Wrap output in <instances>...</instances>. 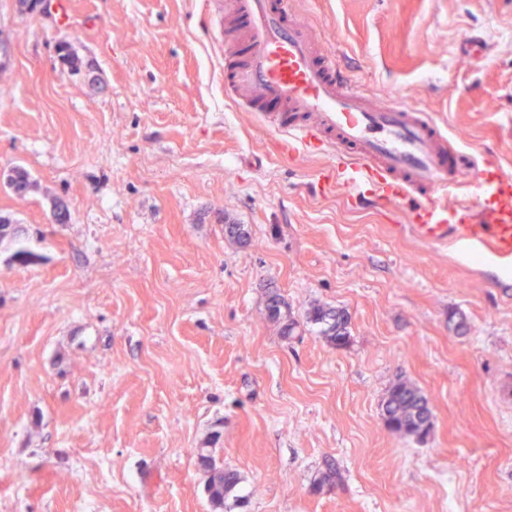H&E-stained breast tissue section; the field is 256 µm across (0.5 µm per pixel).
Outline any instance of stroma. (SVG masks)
I'll return each instance as SVG.
<instances>
[{
	"instance_id": "35a3bbf8",
	"label": "stroma",
	"mask_w": 512,
	"mask_h": 512,
	"mask_svg": "<svg viewBox=\"0 0 512 512\" xmlns=\"http://www.w3.org/2000/svg\"><path fill=\"white\" fill-rule=\"evenodd\" d=\"M287 7L375 101L512 168V0ZM70 14L0 0V512H213L199 448L241 477L224 512H512V272L314 191L335 160L282 156L225 97L209 0ZM317 303L348 311L347 348ZM400 378L431 402L425 443L384 422ZM306 321L320 325V333L336 348H344L350 337V317L339 307L314 304L306 311Z\"/></svg>"
}]
</instances>
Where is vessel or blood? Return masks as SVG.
<instances>
[{"label": "vessel or blood", "instance_id": "b4317fda", "mask_svg": "<svg viewBox=\"0 0 512 512\" xmlns=\"http://www.w3.org/2000/svg\"><path fill=\"white\" fill-rule=\"evenodd\" d=\"M224 61V93L259 113L284 154L340 159L329 185L350 202L411 214L419 237L512 267V171L465 177L469 159L428 113L374 104L346 79L334 49L281 0H210Z\"/></svg>", "mask_w": 512, "mask_h": 512}]
</instances>
